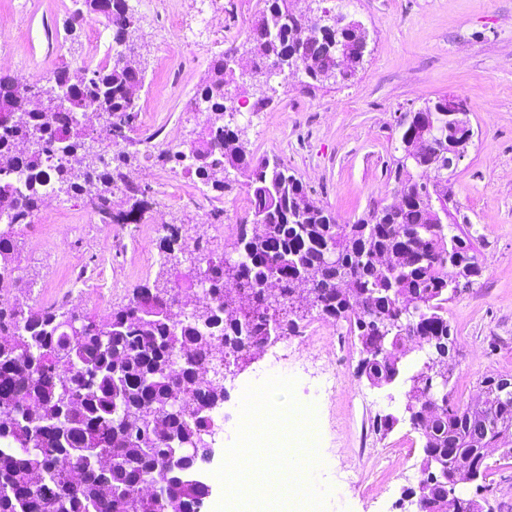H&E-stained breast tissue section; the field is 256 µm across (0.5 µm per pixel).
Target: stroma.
Returning a JSON list of instances; mask_svg holds the SVG:
<instances>
[{
  "label": "stroma",
  "mask_w": 512,
  "mask_h": 512,
  "mask_svg": "<svg viewBox=\"0 0 512 512\" xmlns=\"http://www.w3.org/2000/svg\"><path fill=\"white\" fill-rule=\"evenodd\" d=\"M134 13L131 48L145 80L139 92V122L133 144L96 143L94 152H130L123 168L130 184L152 189L156 224H105L86 197L59 196L39 208L15 236V285L10 298L38 307L72 303L78 312L101 318L133 291L162 272V227H179L188 247L202 245L220 256L231 252L237 228L251 221L245 177L224 197L203 193L195 176L163 161L160 153L194 141L205 120L191 99L213 61L228 49L245 51L263 0H129ZM334 12L362 22L369 38L362 64L347 81L309 87L305 78L276 77L270 103L253 110L256 89L243 78L246 105L236 115L247 152L275 157L300 179L338 223L351 224L373 208L394 201L389 169L401 156L397 120L425 102L452 94L467 106L474 131L465 159L448 175L450 213L469 234L482 266L472 287L449 299L448 324L455 344L448 389L469 405L487 375L512 374V0H326ZM75 0H0L11 24L0 32L10 58L0 76L34 83L62 66H94L112 57V30L91 36L95 19L85 16L76 33L67 25ZM181 16L183 26L169 22ZM86 277L75 282L73 266ZM335 347L330 364L336 394L314 400L322 363L299 350L288 359L300 404L315 402L322 467L316 485L327 490L325 512H417L408 488L422 477V443L405 413L409 376L420 360L400 362L399 379L371 386L357 374L359 342L339 348L342 330L309 315ZM265 354L232 367L224 381L220 413L224 431L199 469L211 488L203 512H214L223 495L215 472L236 437L244 389L273 376ZM399 422L386 435L373 428L377 417ZM482 484H461L459 495L487 499L492 512H512V457L489 456Z\"/></svg>",
  "instance_id": "stroma-1"
}]
</instances>
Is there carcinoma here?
Listing matches in <instances>:
<instances>
[{
  "label": "carcinoma",
  "instance_id": "carcinoma-1",
  "mask_svg": "<svg viewBox=\"0 0 512 512\" xmlns=\"http://www.w3.org/2000/svg\"><path fill=\"white\" fill-rule=\"evenodd\" d=\"M86 2V11L112 20L115 44L130 42L128 0ZM263 2L250 40L255 73L280 58L298 61L310 86L324 82L328 72L336 81L354 75L353 69H337L336 60L337 52L347 51L362 63L356 34L327 27L295 43L291 32L305 21L293 0ZM80 71L79 81L67 67L53 71L51 79L70 87L79 108L103 113L105 124L98 130L78 125L74 112L29 110L13 80L0 77V106L9 104L14 114L13 122L0 123V172L27 175L19 199L11 196L12 179L0 180V200L11 211L8 227H0V285L14 280L13 234L32 223L41 206L48 159H57L51 179L58 192L97 190L98 208L111 224L140 217L152 206L151 187L145 186L133 192V203L121 214L107 208L129 155L81 166L91 144L131 140L140 109L131 104L127 88L144 83L143 71L119 60ZM193 105L206 116L199 138L162 158L186 164L207 190L221 195L231 172H245L250 209L266 224L240 226L233 244L237 258L198 256V265L186 273L179 269L186 251L180 230L162 225L160 249L171 283L136 289L128 304L104 319L80 316L94 329L81 341L71 340L63 327L69 312L63 305L0 301V512H46L49 503L59 505L58 512H201L206 495L198 467L207 459L221 407L207 381L218 351L237 359L259 350L273 330L297 336L314 310L335 325L347 324L372 360L359 364L361 375L383 387L397 379L409 353L448 343V266L456 265L470 280L482 273L470 240L451 233L429 196L416 191L401 208L385 206L353 224H339L288 168L248 154L241 129L226 119L236 106L225 89L224 58L212 63ZM390 173L398 186L421 187L432 178L401 157ZM202 275L208 284L201 307L171 321L168 309L180 281L195 285ZM273 278L286 292L269 297L264 286ZM426 364L425 359L409 377L405 411L424 440V455L439 453L448 464L437 476L423 462L427 493L418 494L419 512H444L448 494L460 483L461 462L468 463L467 479L475 482L488 469L486 449L506 446L512 453V404L494 408L496 377H484L482 394L493 404L486 414L496 425L477 437L479 420L470 408L451 402L448 394L435 402L421 393ZM180 389L192 394V418L176 397ZM176 437L193 444L191 462L163 468ZM80 448L90 452L77 459L84 478L76 484L57 459ZM99 453L112 458L111 468L97 467ZM145 481L158 485L157 500L136 498Z\"/></svg>",
  "mask_w": 512,
  "mask_h": 512
}]
</instances>
